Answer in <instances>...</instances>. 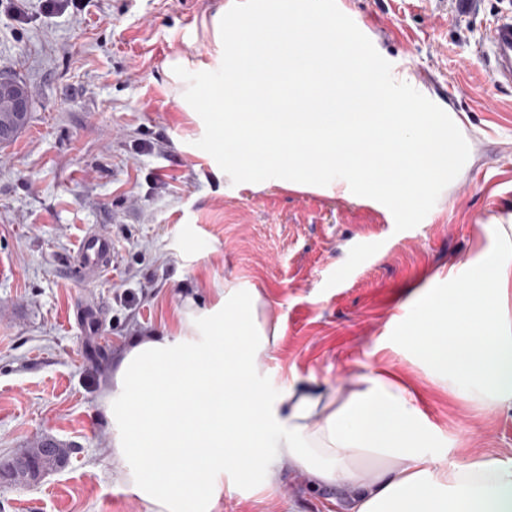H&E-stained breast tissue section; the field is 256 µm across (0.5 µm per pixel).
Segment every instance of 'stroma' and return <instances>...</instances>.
<instances>
[{"mask_svg":"<svg viewBox=\"0 0 512 512\" xmlns=\"http://www.w3.org/2000/svg\"><path fill=\"white\" fill-rule=\"evenodd\" d=\"M224 0H0V75L22 80L30 120L0 144V458L43 438L68 463L0 486V512H146L110 463L102 395L130 340L175 329L186 298L259 289L282 318L264 359L278 392L299 377L326 392L370 370L421 396L446 462L512 458V412L440 389L397 317L447 287L512 225V90L492 84L486 28L512 0H336L411 85L454 113L471 159L415 228L386 206L225 181L170 77L177 57L211 61L203 21ZM91 226L111 236L107 276L72 272ZM98 308L85 329L74 311ZM219 512H349L339 490L296 471L276 492L225 491Z\"/></svg>","mask_w":512,"mask_h":512,"instance_id":"35a3bbf8","label":"stroma"}]
</instances>
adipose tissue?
I'll return each mask as SVG.
<instances>
[{"label": "adipose tissue", "mask_w": 512, "mask_h": 512, "mask_svg": "<svg viewBox=\"0 0 512 512\" xmlns=\"http://www.w3.org/2000/svg\"><path fill=\"white\" fill-rule=\"evenodd\" d=\"M451 289L427 290L401 335L434 382L512 411V235ZM280 320L255 288L186 304L175 335L137 337L103 392L123 482L147 512H215L225 477L273 491L282 470L336 486L351 512H512V459L440 461L419 394L375 372L333 393L266 389L260 357Z\"/></svg>", "instance_id": "adipose-tissue-1"}]
</instances>
